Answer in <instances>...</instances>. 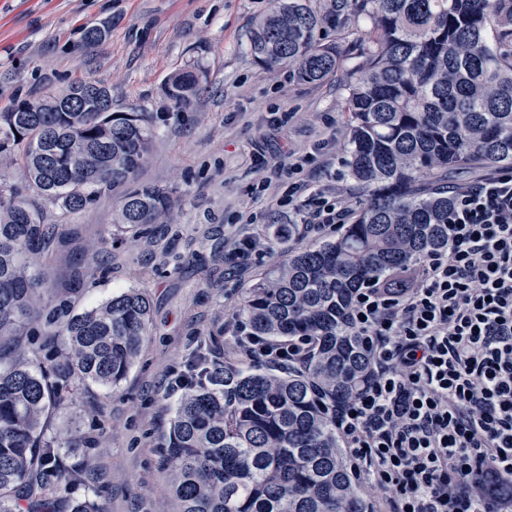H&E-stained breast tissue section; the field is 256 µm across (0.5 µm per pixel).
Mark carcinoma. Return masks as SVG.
I'll use <instances>...</instances> for the list:
<instances>
[{
	"mask_svg": "<svg viewBox=\"0 0 512 512\" xmlns=\"http://www.w3.org/2000/svg\"><path fill=\"white\" fill-rule=\"evenodd\" d=\"M367 18L370 44L323 37ZM344 73L345 166L367 202L336 236L288 256L251 288L235 325L273 344L312 338L296 364L255 366L242 345L224 360L196 353L182 374L167 443L159 449L178 512H374L332 412L370 378L371 352L349 326L364 284L404 271L448 246L454 195L448 174L512 166V0H351L332 22L312 0H278L249 35L254 59L302 82ZM206 71L189 65L164 83L184 112ZM111 90L79 81L0 112V512H106L85 486L89 457L72 467L80 432L46 435L45 421L83 385L126 377L148 333L151 305L130 289L71 318L47 312L42 257L58 225L31 201L68 213L134 181L157 137L152 112H104ZM22 169L24 185L4 171ZM172 192L140 183L113 225L140 234L170 222ZM40 313L46 343L31 358L4 351Z\"/></svg>",
	"mask_w": 512,
	"mask_h": 512,
	"instance_id": "cac0c4a2",
	"label": "carcinoma"
}]
</instances>
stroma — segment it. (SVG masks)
Instances as JSON below:
<instances>
[{
	"label": "stroma",
	"mask_w": 512,
	"mask_h": 512,
	"mask_svg": "<svg viewBox=\"0 0 512 512\" xmlns=\"http://www.w3.org/2000/svg\"><path fill=\"white\" fill-rule=\"evenodd\" d=\"M275 0H0V112L77 80H100L116 110L161 113L159 136L137 179L173 190L168 224L144 234H117L112 216L122 189L105 192L79 213L48 205L60 234L48 252L50 295L71 314L91 310L130 288L152 305L148 334L119 389L82 388L74 404L49 421L52 432L77 429L94 461L90 486L107 512H177L158 450L180 397L174 384L208 337L231 331L248 288L314 238L296 232L271 243L286 223L288 188L281 167L299 163L293 180H318L350 210L365 201L347 175L342 83L297 81L270 69L247 49L255 19ZM105 28L96 47L87 28ZM207 80L193 108L175 111L166 77L190 64ZM263 193H256L259 182ZM257 240L247 259L232 252Z\"/></svg>",
	"instance_id": "1"
}]
</instances>
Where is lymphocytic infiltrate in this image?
I'll list each match as a JSON object with an SVG mask.
<instances>
[{
    "label": "lymphocytic infiltrate",
    "instance_id": "1",
    "mask_svg": "<svg viewBox=\"0 0 512 512\" xmlns=\"http://www.w3.org/2000/svg\"><path fill=\"white\" fill-rule=\"evenodd\" d=\"M299 190L305 233L345 222ZM453 192L447 249L407 287L360 288L350 316L373 373L335 425L377 512H512V168Z\"/></svg>",
    "mask_w": 512,
    "mask_h": 512
}]
</instances>
